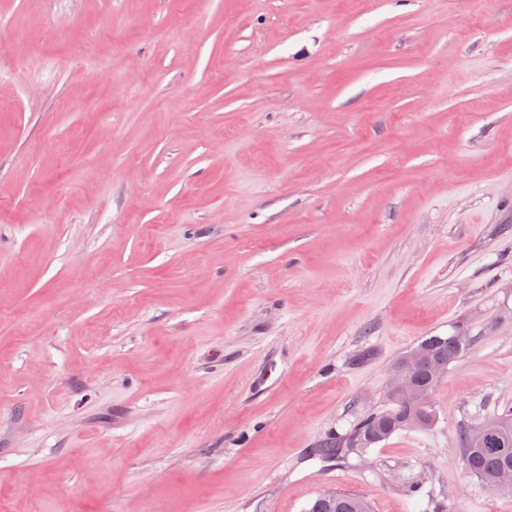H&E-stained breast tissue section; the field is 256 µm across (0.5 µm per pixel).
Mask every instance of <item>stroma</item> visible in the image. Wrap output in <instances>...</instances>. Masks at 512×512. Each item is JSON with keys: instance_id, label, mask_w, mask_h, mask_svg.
Masks as SVG:
<instances>
[{"instance_id": "1", "label": "stroma", "mask_w": 512, "mask_h": 512, "mask_svg": "<svg viewBox=\"0 0 512 512\" xmlns=\"http://www.w3.org/2000/svg\"><path fill=\"white\" fill-rule=\"evenodd\" d=\"M510 406L512 0H0V512H512ZM420 344H427L430 357L434 361L445 362L448 365L463 356L467 350L468 342L464 343L458 336H430L422 340ZM425 362L436 378L441 379L447 373V365L431 362L428 360V351L425 348L416 347L402 361L395 362L390 367L386 381L387 399L395 394L408 397L413 390L414 372ZM438 381L421 369L413 398L387 400L385 408L367 414L349 431L329 433L312 449L313 456L322 462H336L371 448L399 431L422 430L414 427V423H424L435 415L431 396ZM494 415L499 416L503 423L500 433L502 438L509 441V452H500L495 446L481 439V423L464 429L459 435L465 470L488 487H491L490 481L502 468L512 467V408L503 409L501 413ZM495 483L501 491H511L512 469L500 471L496 475ZM321 496L325 499H335V502L325 503L318 496L310 503L307 512H371L370 504L364 498L339 492L335 489L323 490Z\"/></svg>"}]
</instances>
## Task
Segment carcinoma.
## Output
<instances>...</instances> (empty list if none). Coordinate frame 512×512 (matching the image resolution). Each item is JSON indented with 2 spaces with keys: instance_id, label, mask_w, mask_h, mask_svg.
Returning <instances> with one entry per match:
<instances>
[{
  "instance_id": "1",
  "label": "carcinoma",
  "mask_w": 512,
  "mask_h": 512,
  "mask_svg": "<svg viewBox=\"0 0 512 512\" xmlns=\"http://www.w3.org/2000/svg\"><path fill=\"white\" fill-rule=\"evenodd\" d=\"M422 343L428 345L430 357L435 361L450 364L463 356L468 344L456 336H430ZM438 380L425 370L417 376V392L409 400L393 399L387 406L367 414L345 433L331 432L321 439L312 454L323 462H336L349 455L377 445L393 434L414 428L416 422H426L435 415L431 396ZM502 421L501 437L509 441L511 451L504 453L483 441L479 434L480 425L464 429L459 435L465 470L485 485L504 467H512V408L499 413ZM307 512H371L370 504L364 498L339 492L336 501L325 503L314 499Z\"/></svg>"
}]
</instances>
